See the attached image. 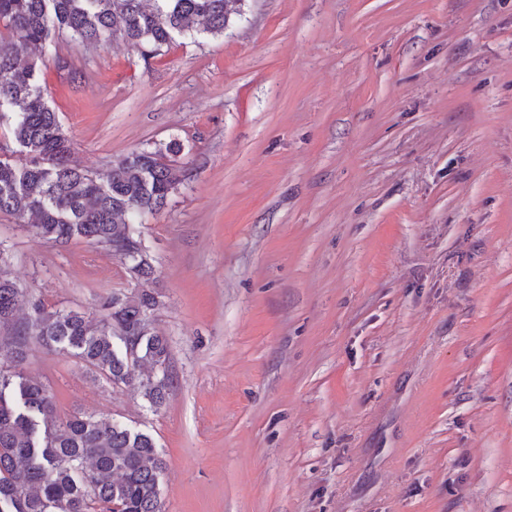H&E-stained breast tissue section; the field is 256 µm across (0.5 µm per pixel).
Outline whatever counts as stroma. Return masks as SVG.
<instances>
[{
	"label": "stroma",
	"instance_id": "1",
	"mask_svg": "<svg viewBox=\"0 0 512 512\" xmlns=\"http://www.w3.org/2000/svg\"><path fill=\"white\" fill-rule=\"evenodd\" d=\"M38 66L82 168L175 139L187 173L141 228L165 405L32 347L59 419L150 434L162 512H512V0H243ZM0 252L51 310L128 287L4 214Z\"/></svg>",
	"mask_w": 512,
	"mask_h": 512
}]
</instances>
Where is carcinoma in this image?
Segmentation results:
<instances>
[{"label": "carcinoma", "instance_id": "carcinoma-1", "mask_svg": "<svg viewBox=\"0 0 512 512\" xmlns=\"http://www.w3.org/2000/svg\"><path fill=\"white\" fill-rule=\"evenodd\" d=\"M239 0H0V121L22 159L0 155V213L36 223L28 230L53 246L83 241L119 258L134 282L95 313L50 311L25 298L0 267V504L10 512H162L160 475L166 462L153 437L107 417L56 415L49 386L23 373L30 346L77 358L113 386L137 385L150 407L169 394L168 340L123 331L152 318L161 305L156 269L140 225L185 180L176 140L132 151L105 173L71 164L72 145L49 106L36 63L59 33L87 44L121 38L155 55L176 38L224 33ZM28 305L27 316L16 313ZM150 372L134 378L133 367Z\"/></svg>", "mask_w": 512, "mask_h": 512}]
</instances>
